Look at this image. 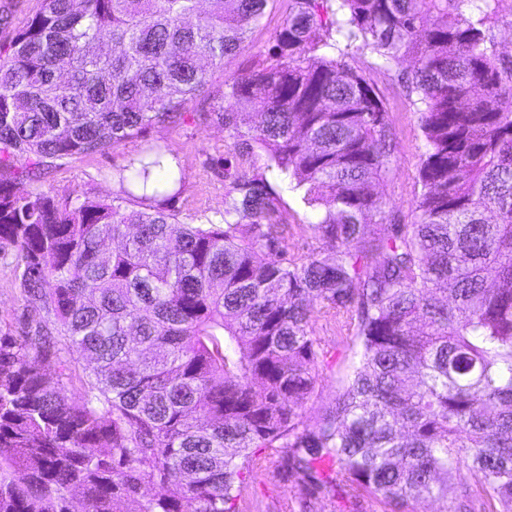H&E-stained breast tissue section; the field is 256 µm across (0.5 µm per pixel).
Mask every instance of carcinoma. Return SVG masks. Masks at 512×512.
Returning a JSON list of instances; mask_svg holds the SVG:
<instances>
[{"label": "carcinoma", "mask_w": 512, "mask_h": 512, "mask_svg": "<svg viewBox=\"0 0 512 512\" xmlns=\"http://www.w3.org/2000/svg\"><path fill=\"white\" fill-rule=\"evenodd\" d=\"M268 2L38 0L0 50V252L28 311L0 329V512H239L270 455L311 496L459 512L466 470L512 512V0H288L212 89ZM368 54L419 115L412 224L375 190L393 132ZM185 121L224 129L220 221L180 219L157 143L105 196L25 188ZM271 173L331 250L287 257ZM316 313L355 351L311 426ZM288 14V0L270 1L265 8L259 23L249 33L247 41L234 56L224 59V68L217 69L213 74V87L221 86L225 76L238 72L242 67L256 59V55L266 51L269 38L279 28Z\"/></svg>", "instance_id": "cac0c4a2"}]
</instances>
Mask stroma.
<instances>
[{"mask_svg":"<svg viewBox=\"0 0 512 512\" xmlns=\"http://www.w3.org/2000/svg\"><path fill=\"white\" fill-rule=\"evenodd\" d=\"M287 13L288 0H269L262 18L241 50L225 58L223 68L215 70L214 86H221L225 76L238 72L266 51L271 33L282 25ZM367 74L385 99L396 135L391 178L380 184L378 192L383 198L384 210L395 212L407 224L411 221L412 202L419 190L416 175L423 151L418 116L409 109L396 70L371 68ZM150 136L177 153L186 170L187 189L176 200V208L183 211L200 209L207 211L211 218H219L225 209L224 181L216 176L211 159L225 151L223 130L216 126L173 124L153 129ZM136 149V144L130 143L107 155L69 160L46 173L42 187L59 193L74 191L88 196L104 195L112 189L113 170L124 165ZM275 189L290 224V252L305 255L323 249V242L304 229L305 224L312 222L313 215L300 194L281 181L276 182ZM13 265V258L0 259V326L16 330L22 325L26 308L12 272ZM314 330L327 353V364L319 370L316 397L305 405L309 414L335 399L340 379L351 359V350L333 323L318 320ZM241 496L242 512H390L388 505L374 498L355 504L331 495L308 497L302 486L284 475L276 461L248 474Z\"/></svg>","mask_w":512,"mask_h":512,"instance_id":"obj_1","label":"stroma"}]
</instances>
